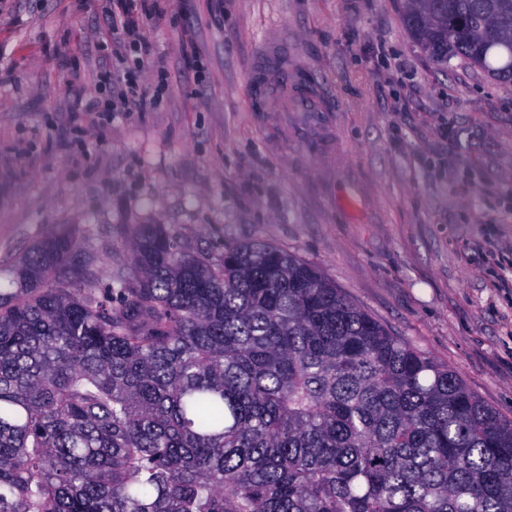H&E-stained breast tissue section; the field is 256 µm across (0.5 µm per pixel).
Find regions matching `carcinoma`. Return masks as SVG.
Returning a JSON list of instances; mask_svg holds the SVG:
<instances>
[{
    "label": "carcinoma",
    "instance_id": "carcinoma-1",
    "mask_svg": "<svg viewBox=\"0 0 512 512\" xmlns=\"http://www.w3.org/2000/svg\"><path fill=\"white\" fill-rule=\"evenodd\" d=\"M430 2L512 83V0ZM0 512H512V419L280 247L144 224L105 282L61 231L0 269Z\"/></svg>",
    "mask_w": 512,
    "mask_h": 512
}]
</instances>
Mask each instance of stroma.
Listing matches in <instances>:
<instances>
[{
    "instance_id": "stroma-1",
    "label": "stroma",
    "mask_w": 512,
    "mask_h": 512,
    "mask_svg": "<svg viewBox=\"0 0 512 512\" xmlns=\"http://www.w3.org/2000/svg\"><path fill=\"white\" fill-rule=\"evenodd\" d=\"M209 2L162 0L147 29L155 109L77 125L115 62L105 0H0V267L64 228L106 274L143 224L212 262L273 244L512 418V84L437 70L400 0ZM291 89L324 111H282Z\"/></svg>"
}]
</instances>
